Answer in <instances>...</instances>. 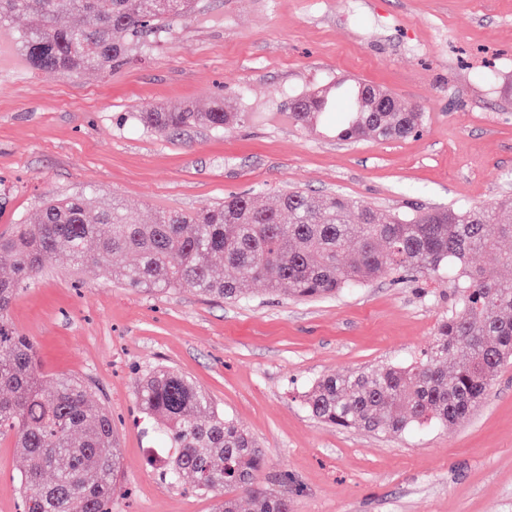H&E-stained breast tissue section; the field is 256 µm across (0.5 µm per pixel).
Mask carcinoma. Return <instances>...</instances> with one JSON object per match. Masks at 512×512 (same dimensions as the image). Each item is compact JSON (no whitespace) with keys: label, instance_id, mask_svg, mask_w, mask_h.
<instances>
[{"label":"carcinoma","instance_id":"carcinoma-1","mask_svg":"<svg viewBox=\"0 0 512 512\" xmlns=\"http://www.w3.org/2000/svg\"><path fill=\"white\" fill-rule=\"evenodd\" d=\"M195 6V0H0V28L35 14L40 24L17 41L30 65L67 75L110 72L135 48L186 21ZM378 94L360 81L333 83L300 97L310 109L290 118L318 126L342 103L339 140L419 132L423 113L402 109L394 97L389 111H369ZM243 117L225 111L222 101L132 113L159 135L196 127L229 131ZM505 241H512V199L491 209L415 210L384 220L364 202L298 190L275 207L253 190L190 212L149 210L137 220L115 206L95 209L84 195L46 200L35 222L15 224L0 238V435H11L25 460L18 477L22 512H112L120 491L111 411L92 404L79 379L44 382L33 344L9 318L19 287L53 259L65 257L80 270L107 264L114 280L138 291L191 288L225 300L250 297L258 282L272 295L304 300L386 275L448 273L456 299L421 357L328 375L301 395L304 407L329 425L402 435L466 416L512 360V280L499 276V269L512 268ZM127 254L134 263L112 266V257ZM472 255L490 264L472 266ZM218 264L222 276L214 273ZM136 402L165 442L162 479L191 477L197 492L217 499L215 512H238L234 493L241 489L251 493L253 512H291L288 500L255 488L266 457L253 436L187 376L167 366L148 371Z\"/></svg>","mask_w":512,"mask_h":512}]
</instances>
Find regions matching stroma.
<instances>
[{
    "instance_id": "obj_1",
    "label": "stroma",
    "mask_w": 512,
    "mask_h": 512,
    "mask_svg": "<svg viewBox=\"0 0 512 512\" xmlns=\"http://www.w3.org/2000/svg\"><path fill=\"white\" fill-rule=\"evenodd\" d=\"M354 80L423 113L422 134L340 141L289 119L292 96ZM215 99L245 115L231 132L172 138L131 117ZM256 187L271 206L299 189L383 217L511 195L512 0H198L121 69L78 77L32 68L0 29V235L35 221L49 195L91 192L135 217ZM452 298L447 275L408 274L329 298L259 287L230 302L134 291L60 257L10 320L34 342L44 380L79 378L111 411L128 491L115 512H214L215 499L148 463L156 443L137 425L135 391L159 366L256 438L267 458L257 486L292 512H512V364L465 418L401 436L326 425L301 402L304 384L417 354ZM23 469L0 437V512H18Z\"/></svg>"
}]
</instances>
